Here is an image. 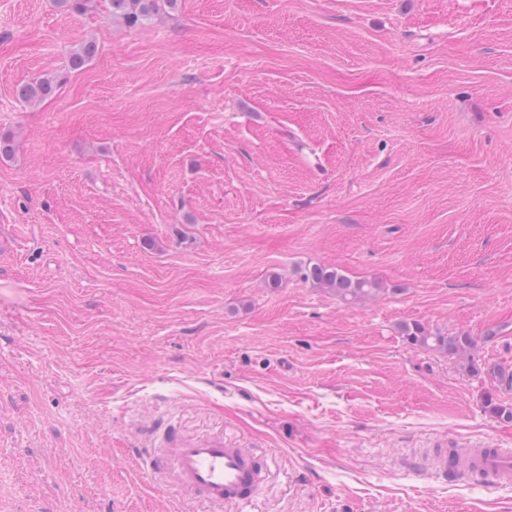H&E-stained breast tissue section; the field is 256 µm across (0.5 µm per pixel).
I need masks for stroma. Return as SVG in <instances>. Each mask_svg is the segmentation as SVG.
<instances>
[{
    "label": "stroma",
    "mask_w": 512,
    "mask_h": 512,
    "mask_svg": "<svg viewBox=\"0 0 512 512\" xmlns=\"http://www.w3.org/2000/svg\"><path fill=\"white\" fill-rule=\"evenodd\" d=\"M1 133L0 512H512V485L411 460L512 450L484 406L512 366V0H180L134 27L0 0ZM314 265L384 290L345 303ZM171 434L258 452L251 501L148 467ZM58 87V83L53 76H44L34 83L23 86L19 91V96L28 103H37L53 95ZM402 332L411 344L466 359L468 372L474 375L482 372V368L474 361L473 352L477 347V341L472 336L464 333H443L421 323L405 324Z\"/></svg>",
    "instance_id": "1"
}]
</instances>
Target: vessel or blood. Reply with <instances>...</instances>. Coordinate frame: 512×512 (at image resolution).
Returning a JSON list of instances; mask_svg holds the SVG:
<instances>
[{
  "mask_svg": "<svg viewBox=\"0 0 512 512\" xmlns=\"http://www.w3.org/2000/svg\"><path fill=\"white\" fill-rule=\"evenodd\" d=\"M149 464L172 463L180 485L209 503L249 502L261 473L255 453L227 447L223 438L210 437L183 441L176 447L147 449ZM438 475L452 478H477L486 484L504 487L512 484V452L492 440L462 445L449 440L434 457Z\"/></svg>",
  "mask_w": 512,
  "mask_h": 512,
  "instance_id": "b4317fda",
  "label": "vessel or blood"
}]
</instances>
